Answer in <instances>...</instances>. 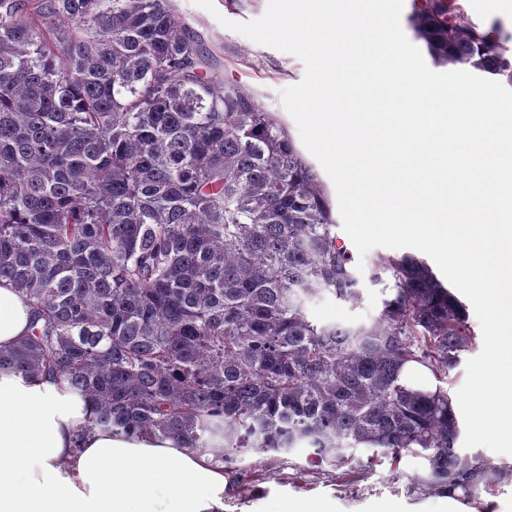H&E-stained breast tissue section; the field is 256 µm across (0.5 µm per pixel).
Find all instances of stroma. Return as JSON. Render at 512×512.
<instances>
[{
	"mask_svg": "<svg viewBox=\"0 0 512 512\" xmlns=\"http://www.w3.org/2000/svg\"><path fill=\"white\" fill-rule=\"evenodd\" d=\"M187 27L202 38L217 59L219 80L239 84L254 93L257 101L299 140L296 122L283 104V91L299 83L305 65L296 56L253 42L231 30L234 22L262 17L268 0H214V11L194 0H173ZM373 254H366L359 274L358 301H341L329 292L305 299L307 315L323 325L357 327L374 323L392 288L386 272H373ZM359 468L348 476L332 466L320 473L299 472L305 452L273 455L251 450L237 468L224 473L220 496L224 512H439L444 499L437 491L420 492L414 482L425 469L422 458L406 455L399 464L381 457L369 462L368 451H360Z\"/></svg>",
	"mask_w": 512,
	"mask_h": 512,
	"instance_id": "stroma-1",
	"label": "stroma"
}]
</instances>
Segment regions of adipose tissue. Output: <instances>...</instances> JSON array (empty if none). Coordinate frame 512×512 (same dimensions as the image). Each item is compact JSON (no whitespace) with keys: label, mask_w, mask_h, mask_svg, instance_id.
Here are the masks:
<instances>
[{"label":"adipose tissue","mask_w":512,"mask_h":512,"mask_svg":"<svg viewBox=\"0 0 512 512\" xmlns=\"http://www.w3.org/2000/svg\"><path fill=\"white\" fill-rule=\"evenodd\" d=\"M31 318L26 298L1 280L0 349L23 339ZM83 417L50 379L0 377V512H224L208 494L224 484V467L210 456L104 431L77 447ZM30 459L43 482L28 480Z\"/></svg>","instance_id":"ef3b65f1"}]
</instances>
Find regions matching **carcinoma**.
<instances>
[{"mask_svg":"<svg viewBox=\"0 0 512 512\" xmlns=\"http://www.w3.org/2000/svg\"><path fill=\"white\" fill-rule=\"evenodd\" d=\"M433 63L512 86V31L421 0ZM170 0H0V280L33 309L0 376L45 377L96 429L233 464L253 449L427 461L415 489L471 501L512 468L463 455L448 374L476 336L413 254L379 256L393 297L369 328L318 325L303 298L359 299L318 175ZM403 382L414 389L423 391H433L435 381L431 372L418 364H407L401 374Z\"/></svg>","mask_w":512,"mask_h":512,"instance_id":"carcinoma-1","label":"carcinoma"}]
</instances>
